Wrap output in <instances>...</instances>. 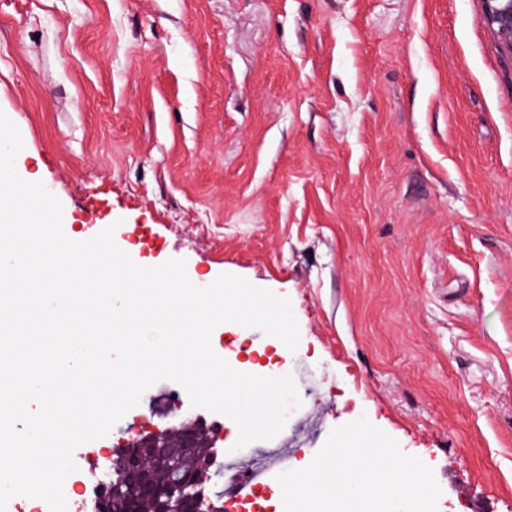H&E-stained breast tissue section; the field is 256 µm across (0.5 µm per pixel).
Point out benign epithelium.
<instances>
[{"label": "benign epithelium", "mask_w": 512, "mask_h": 512, "mask_svg": "<svg viewBox=\"0 0 512 512\" xmlns=\"http://www.w3.org/2000/svg\"><path fill=\"white\" fill-rule=\"evenodd\" d=\"M481 3V24L497 36L501 49L512 55V0H481ZM199 425L198 420L183 425L182 443L178 448L167 442L166 432L158 430L123 442L113 459L121 482H110L103 487L105 512H133L139 484L132 476L144 471V457L139 455L143 448L153 449L160 457L179 458L188 453L196 456L197 469L173 473L169 483L159 489L157 512H183L182 505L187 501L194 502L196 512H201L204 494L199 489V470L215 463L217 449L212 444L202 447L197 443L194 429Z\"/></svg>", "instance_id": "benign-epithelium-1"}]
</instances>
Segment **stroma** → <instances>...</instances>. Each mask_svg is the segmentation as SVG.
<instances>
[{
  "instance_id": "stroma-1",
  "label": "stroma",
  "mask_w": 512,
  "mask_h": 512,
  "mask_svg": "<svg viewBox=\"0 0 512 512\" xmlns=\"http://www.w3.org/2000/svg\"><path fill=\"white\" fill-rule=\"evenodd\" d=\"M481 0H0V111L64 233L288 298L286 470L367 417L437 512H512V57ZM150 387L105 447L178 430Z\"/></svg>"
}]
</instances>
